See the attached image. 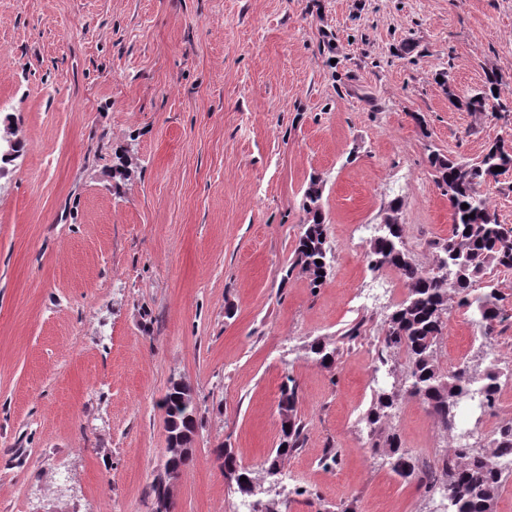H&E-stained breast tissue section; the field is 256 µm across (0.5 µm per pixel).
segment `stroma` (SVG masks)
<instances>
[{"label": "stroma", "mask_w": 512, "mask_h": 512, "mask_svg": "<svg viewBox=\"0 0 512 512\" xmlns=\"http://www.w3.org/2000/svg\"><path fill=\"white\" fill-rule=\"evenodd\" d=\"M490 70L512 99V0H0V112L24 145L0 178V512H151L174 380L202 425L173 512H250L214 450L261 473L288 376L303 443L263 501L441 512L372 449L395 433L432 460L453 437L405 392L370 431L399 299L355 296L392 199L434 264L451 216L430 151L512 145V113L448 100ZM314 177L331 252L316 290L294 266ZM445 322L440 365L512 369V320L489 343L456 303Z\"/></svg>", "instance_id": "stroma-1"}]
</instances>
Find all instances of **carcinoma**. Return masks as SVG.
Instances as JSON below:
<instances>
[{
	"label": "carcinoma",
	"mask_w": 512,
	"mask_h": 512,
	"mask_svg": "<svg viewBox=\"0 0 512 512\" xmlns=\"http://www.w3.org/2000/svg\"><path fill=\"white\" fill-rule=\"evenodd\" d=\"M499 78L496 72L486 73L481 90L459 100L452 92L448 97L462 102L469 112H493L502 104L494 94ZM430 166L436 173V184L448 197L452 224L448 238L434 243L439 262L427 269L419 267L405 247L403 228L398 222L400 200L390 201L385 216L376 228L367 252L369 269L378 272L395 269L403 279L406 298L398 303L385 321L384 336L378 350V363L386 366L395 358L403 359V374L409 382L411 396L426 404L448 431L455 429V410L470 401L483 410H492L498 402L502 371L493 359L473 389L472 374L467 364L443 370L435 351L444 335V315L448 301L471 310L472 321L484 339L495 335L497 327L512 317L504 308V297L496 288L475 294L488 268L512 270V227L501 224L491 212L483 186L512 169V150L496 141L483 155L473 161H459L441 153H432ZM502 171H494L495 167ZM322 185L310 184L303 203L306 221L296 248V264L300 265L313 289L322 286L318 279L327 276L330 267L326 241L325 216L322 209ZM468 208H462V204ZM321 264H316V261ZM310 356L320 365L334 364L337 348L317 340L309 347ZM298 386L290 376L280 387V405L288 418L286 448H276L263 467L281 465L300 444L301 426L296 419ZM398 393L383 385L378 388L366 414L370 426L391 415ZM161 405L166 408L170 432L191 434L196 429L192 410L185 407L179 393L168 389ZM470 435L455 436L453 461L448 457L427 463L416 461L400 440L391 434L385 440L386 454L393 456V471L417 482L426 494H439L447 502V512H493L500 489L512 478V422L497 427L490 450L469 442Z\"/></svg>",
	"instance_id": "obj_1"
}]
</instances>
